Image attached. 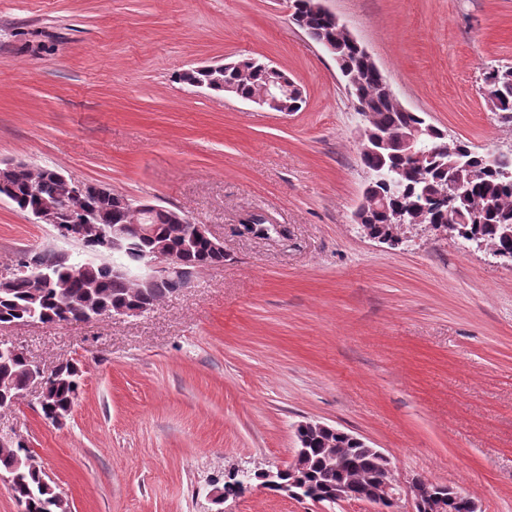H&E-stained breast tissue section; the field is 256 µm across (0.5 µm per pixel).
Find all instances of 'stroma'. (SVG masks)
Returning a JSON list of instances; mask_svg holds the SVG:
<instances>
[{
  "label": "stroma",
  "instance_id": "1",
  "mask_svg": "<svg viewBox=\"0 0 512 512\" xmlns=\"http://www.w3.org/2000/svg\"><path fill=\"white\" fill-rule=\"evenodd\" d=\"M399 101L480 153L512 152L483 83L512 64V0H323ZM255 58L305 105L271 112L179 75ZM363 125L335 60L290 0H0V161L61 171L176 209L224 241L222 264L139 317L0 327L84 384L65 423L36 390L0 408L71 512H214L232 468L287 465L318 421L391 458L399 483L512 512V266L433 231L361 235ZM253 215L280 233H243ZM0 201V270L54 249ZM223 512H374L252 487Z\"/></svg>",
  "mask_w": 512,
  "mask_h": 512
}]
</instances>
